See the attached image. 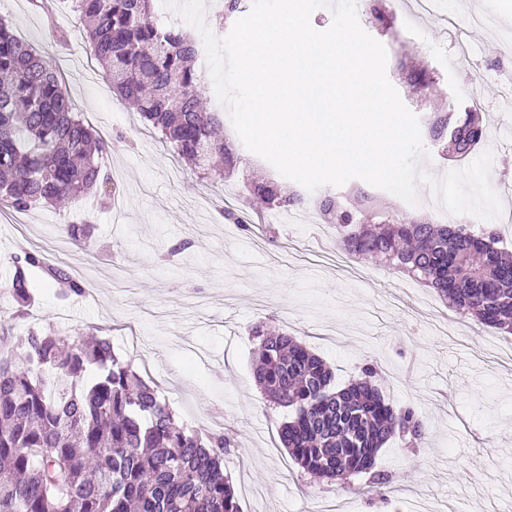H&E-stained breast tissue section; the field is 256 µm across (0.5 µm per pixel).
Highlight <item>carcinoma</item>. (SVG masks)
I'll return each instance as SVG.
<instances>
[{
    "label": "carcinoma",
    "instance_id": "obj_1",
    "mask_svg": "<svg viewBox=\"0 0 512 512\" xmlns=\"http://www.w3.org/2000/svg\"><path fill=\"white\" fill-rule=\"evenodd\" d=\"M66 2L120 98L185 162L207 171L218 157V175L232 173L237 157L215 137L222 116L204 100L196 42L159 23L153 0ZM430 133L448 139L462 159L485 128L470 110L462 119L443 112ZM108 149L75 112L56 69L0 17V210L98 193V159ZM249 194L271 208L299 201L270 181L250 185ZM321 214L347 253L376 257L478 322L512 334V255L495 247V229L396 218L358 224L342 196L325 197ZM62 233L82 250L96 247L88 224H64ZM34 268L64 296L85 292L68 270L26 251L0 280L20 317L33 300ZM253 335L257 385L270 404L295 412L279 438L296 465L330 482L365 475L385 497L389 478L374 470L375 457L396 436L421 444V415L392 406L371 365L336 390L332 370L288 332L258 325ZM231 447L223 432L180 426L157 386L107 338L69 343L51 327L29 328L20 350H0V512H243L222 466Z\"/></svg>",
    "mask_w": 512,
    "mask_h": 512
}]
</instances>
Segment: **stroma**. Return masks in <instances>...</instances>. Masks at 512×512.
<instances>
[{
  "instance_id": "stroma-1",
  "label": "stroma",
  "mask_w": 512,
  "mask_h": 512,
  "mask_svg": "<svg viewBox=\"0 0 512 512\" xmlns=\"http://www.w3.org/2000/svg\"><path fill=\"white\" fill-rule=\"evenodd\" d=\"M0 0V16L18 37L60 71L75 109L111 144L99 160L104 191L58 209L0 212L3 260L26 251L64 267L93 298H61L41 272L32 276L35 303L26 320L0 303V330L18 346L28 324L60 329L70 340L97 334L131 358L129 331L154 357L133 361L153 381L180 424L221 421L237 446L224 457L244 512H317L325 499L345 512H497L512 498V358L488 356L505 333L462 318L442 325L455 308L419 280L336 246V229L309 216L283 222V210L246 227L227 221L224 206L249 203L251 181L282 179L250 152L232 123L224 141L239 157L229 178L186 165L158 131L145 129L112 90L83 40L82 24L63 0ZM361 26L386 48L387 76L404 104L428 129L435 113L465 112L480 101L483 149L494 152L490 182L512 201V0H439L430 13L410 12L407 0H356ZM402 35H395V27ZM466 57H459V50ZM426 70L433 93L407 78ZM93 226L97 250L88 255L59 227ZM288 330L333 369L337 385L374 366L386 399L414 408L428 436L418 449L391 439L377 470L392 477L387 499L304 474L278 445L289 409L272 407L252 374L256 325Z\"/></svg>"
}]
</instances>
